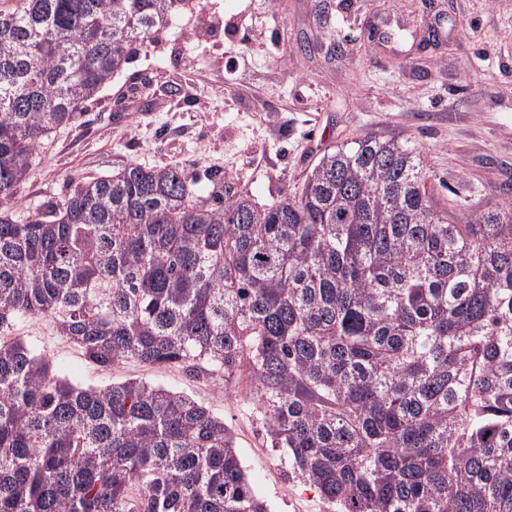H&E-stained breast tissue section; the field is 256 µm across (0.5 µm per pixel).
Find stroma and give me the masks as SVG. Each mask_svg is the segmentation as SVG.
<instances>
[{
    "label": "stroma",
    "mask_w": 512,
    "mask_h": 512,
    "mask_svg": "<svg viewBox=\"0 0 512 512\" xmlns=\"http://www.w3.org/2000/svg\"><path fill=\"white\" fill-rule=\"evenodd\" d=\"M371 130L425 153L440 208L512 201V0H193L44 139L14 213L130 163L185 168L194 195L267 206L329 146ZM7 334L80 384L143 379L190 395L232 430L270 512H334L271 448L248 376L227 386L174 366L100 368L47 318Z\"/></svg>",
    "instance_id": "obj_1"
}]
</instances>
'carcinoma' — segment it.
I'll return each instance as SVG.
<instances>
[{
    "label": "carcinoma",
    "mask_w": 512,
    "mask_h": 512,
    "mask_svg": "<svg viewBox=\"0 0 512 512\" xmlns=\"http://www.w3.org/2000/svg\"><path fill=\"white\" fill-rule=\"evenodd\" d=\"M186 0H0V334L51 318L96 366L244 371L271 447L336 512H512V202L439 211L369 131L269 207L130 163L15 218L38 147ZM0 512H269L224 418L0 341Z\"/></svg>",
    "instance_id": "carcinoma-1"
}]
</instances>
